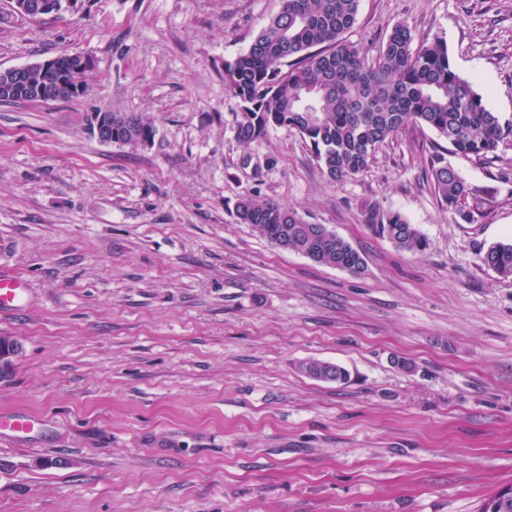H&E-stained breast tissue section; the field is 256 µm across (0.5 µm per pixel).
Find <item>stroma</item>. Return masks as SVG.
Wrapping results in <instances>:
<instances>
[{
  "mask_svg": "<svg viewBox=\"0 0 512 512\" xmlns=\"http://www.w3.org/2000/svg\"><path fill=\"white\" fill-rule=\"evenodd\" d=\"M0 0V70L95 61L73 101L0 102V240L33 306L0 314L21 353L0 412L49 427L0 440V512H479L512 487V139L448 153L425 127L330 182L286 128L242 148L224 63L280 0H84L38 20ZM442 36L458 73L512 119V0H361L348 40L375 55L396 24ZM96 108L150 116V147L89 134ZM441 152L476 190L462 221L435 195ZM257 194L361 253L356 276L239 223ZM379 205L424 233L398 250ZM318 359L347 383L299 370ZM482 263L503 278H512V243H496L481 257Z\"/></svg>",
  "mask_w": 512,
  "mask_h": 512,
  "instance_id": "stroma-1",
  "label": "stroma"
}]
</instances>
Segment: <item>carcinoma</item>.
I'll return each mask as SVG.
<instances>
[{
    "label": "carcinoma",
    "instance_id": "carcinoma-1",
    "mask_svg": "<svg viewBox=\"0 0 512 512\" xmlns=\"http://www.w3.org/2000/svg\"><path fill=\"white\" fill-rule=\"evenodd\" d=\"M360 0H281L280 10L254 38L249 49L224 61V82L236 108L229 125L235 139L249 148L273 128H291L310 146L322 173L332 182L351 179L369 165L376 150L412 125L427 127L457 155L485 157L512 138V120L490 109L484 95L456 71L445 39L436 36L413 47L405 25L394 27L369 60L346 39ZM66 82L88 90L93 68L78 53L57 56ZM23 78L30 89L48 87L40 65L0 70V101L35 103L9 86ZM115 138L130 146L155 139L146 117L112 113ZM435 195L465 222L475 211L465 206L471 188L441 154L431 158ZM236 216L275 247L301 254L316 264L360 276L361 254L323 224H309L299 213L259 195L241 196ZM368 222L397 248L421 252L426 239L401 213L373 208ZM482 263L512 278V243H496ZM305 375L343 382L341 366L319 360L299 365Z\"/></svg>",
    "mask_w": 512,
    "mask_h": 512
}]
</instances>
